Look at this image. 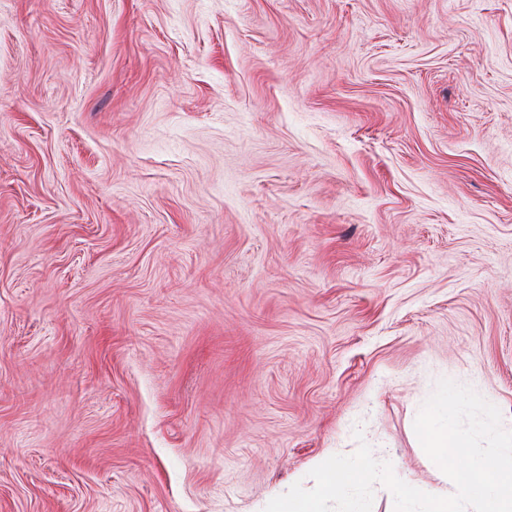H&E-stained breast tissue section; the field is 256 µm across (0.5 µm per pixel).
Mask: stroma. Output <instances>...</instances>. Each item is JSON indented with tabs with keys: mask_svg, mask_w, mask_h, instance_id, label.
<instances>
[{
	"mask_svg": "<svg viewBox=\"0 0 512 512\" xmlns=\"http://www.w3.org/2000/svg\"><path fill=\"white\" fill-rule=\"evenodd\" d=\"M512 429V0H0V512H263Z\"/></svg>",
	"mask_w": 512,
	"mask_h": 512,
	"instance_id": "35a3bbf8",
	"label": "stroma"
}]
</instances>
